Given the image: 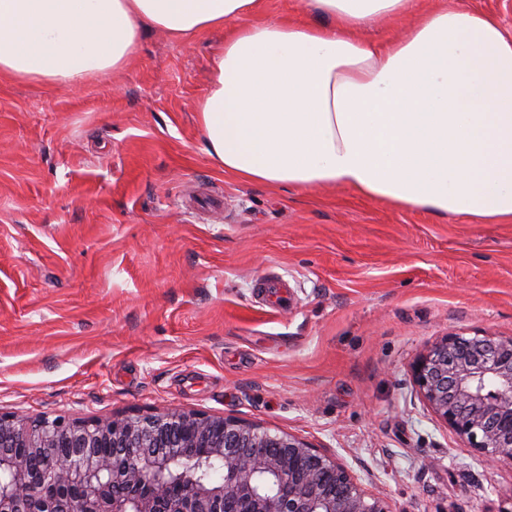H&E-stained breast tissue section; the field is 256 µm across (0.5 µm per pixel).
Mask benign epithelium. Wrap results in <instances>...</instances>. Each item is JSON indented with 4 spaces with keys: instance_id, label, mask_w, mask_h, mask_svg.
Returning a JSON list of instances; mask_svg holds the SVG:
<instances>
[{
    "instance_id": "obj_1",
    "label": "benign epithelium",
    "mask_w": 512,
    "mask_h": 512,
    "mask_svg": "<svg viewBox=\"0 0 512 512\" xmlns=\"http://www.w3.org/2000/svg\"><path fill=\"white\" fill-rule=\"evenodd\" d=\"M411 380L484 462L512 466V336L450 333L416 358ZM32 455L45 458L38 473ZM205 458L222 460L224 475L177 471ZM2 472L0 512H389L327 451L196 410L90 420L0 412ZM173 478L183 493L168 505Z\"/></svg>"
}]
</instances>
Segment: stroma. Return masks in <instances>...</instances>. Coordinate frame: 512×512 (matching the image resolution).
<instances>
[{"label": "stroma", "instance_id": "obj_1", "mask_svg": "<svg viewBox=\"0 0 512 512\" xmlns=\"http://www.w3.org/2000/svg\"><path fill=\"white\" fill-rule=\"evenodd\" d=\"M223 45L145 28L116 75L0 79V411L232 416L327 449L389 512H512V466L410 376L448 333L512 336V223L225 174L196 112Z\"/></svg>", "mask_w": 512, "mask_h": 512}]
</instances>
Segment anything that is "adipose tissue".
I'll list each match as a JSON object with an SVG mask.
<instances>
[{
	"label": "adipose tissue",
	"instance_id": "ef3b65f1",
	"mask_svg": "<svg viewBox=\"0 0 512 512\" xmlns=\"http://www.w3.org/2000/svg\"><path fill=\"white\" fill-rule=\"evenodd\" d=\"M416 0H314L327 25L260 22L263 0H0V77L80 86L116 74L142 28H225L197 105L205 152L262 185H340L484 224L512 221V35L442 4L403 36L364 29Z\"/></svg>",
	"mask_w": 512,
	"mask_h": 512
}]
</instances>
